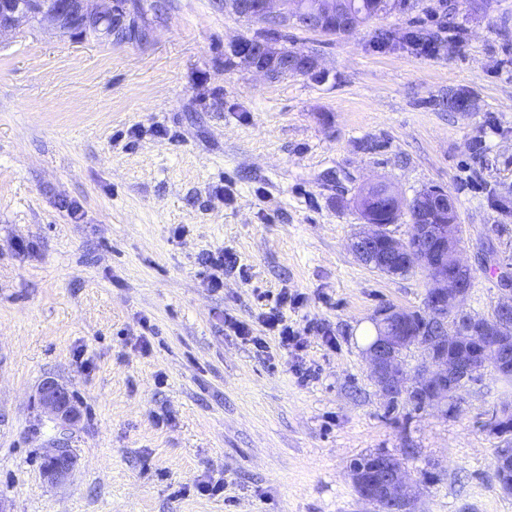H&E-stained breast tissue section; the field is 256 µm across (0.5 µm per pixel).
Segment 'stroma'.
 <instances>
[{
	"label": "stroma",
	"mask_w": 512,
	"mask_h": 512,
	"mask_svg": "<svg viewBox=\"0 0 512 512\" xmlns=\"http://www.w3.org/2000/svg\"><path fill=\"white\" fill-rule=\"evenodd\" d=\"M349 35L288 25L324 80L264 79L224 49L261 28L217 0H160L134 44L51 22L0 36V501L8 512H378L349 478L385 452L414 486L412 512H512L496 477L493 371L444 416L391 411L365 350L373 311L425 308L428 275L388 276L348 243L367 181L406 199L456 201L473 266L468 311L500 295L486 252L512 261V0H439ZM460 36L448 33V25ZM441 31L434 54L375 43L376 29ZM472 112H452L449 90ZM225 252L211 288L207 254ZM305 349L265 335L281 293ZM233 318L266 337L235 336ZM316 370L298 380L294 366ZM52 376L83 417L59 486L42 451L58 435L37 404ZM223 482L217 496L196 490Z\"/></svg>",
	"instance_id": "1"
}]
</instances>
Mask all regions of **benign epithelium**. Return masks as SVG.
Here are the masks:
<instances>
[{
	"label": "benign epithelium",
	"instance_id": "benign-epithelium-1",
	"mask_svg": "<svg viewBox=\"0 0 512 512\" xmlns=\"http://www.w3.org/2000/svg\"><path fill=\"white\" fill-rule=\"evenodd\" d=\"M253 8L263 23L273 28L301 19L311 31L327 33L330 20L340 15L343 22L336 28V34L345 35L365 22L362 14L340 0H318L310 11L302 0H258ZM42 20L53 22L62 32L77 27L86 36L121 38L125 43L131 42L126 35L127 21L147 27L144 15L132 0H127L120 10L116 0H62L55 7L44 0H0V35ZM230 45L237 48L235 58L239 64L257 74L272 80L289 73L288 51L271 40L262 36L238 37ZM293 56L303 64L305 72L325 73L316 54L297 51ZM375 187V182L367 184L357 197L364 228L351 239V250L359 261L388 276L398 275L409 264L424 269L429 276V300L424 315L394 304L373 312L371 321L377 336L366 349L372 378L384 397L401 391L425 410L444 412L448 398L458 400L464 385L482 371L491 368L500 377L512 375V264L491 254L485 257L486 263L499 271L501 299L491 318L468 313L464 304L473 279L471 268L461 257V225L452 196L443 188L431 186L406 200L393 188H387L388 209H415L412 232L401 239L377 221L369 205V193ZM450 313L455 316L451 323ZM420 317L429 323L432 334L427 342L426 364L411 377L399 360V351L409 341L405 327ZM487 333L497 336V344L490 350L479 342L480 335ZM450 345L456 347L453 354L448 353ZM38 405L62 430L81 418L80 404L73 393L52 377L40 383ZM44 457L52 463L45 471L52 484L70 476L77 464L76 455L63 438L54 440ZM374 473L377 493L394 504L396 512H410V485L404 467L382 455Z\"/></svg>",
	"mask_w": 512,
	"mask_h": 512
}]
</instances>
